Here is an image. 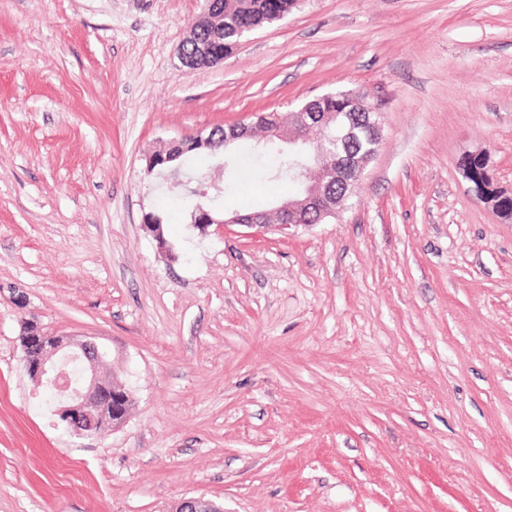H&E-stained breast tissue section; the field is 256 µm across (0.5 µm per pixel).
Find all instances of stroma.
<instances>
[{
    "instance_id": "1",
    "label": "stroma",
    "mask_w": 512,
    "mask_h": 512,
    "mask_svg": "<svg viewBox=\"0 0 512 512\" xmlns=\"http://www.w3.org/2000/svg\"><path fill=\"white\" fill-rule=\"evenodd\" d=\"M200 0H0V512H512V0H296L211 68ZM360 92L382 142L321 224L187 222L146 159ZM194 154L225 211L294 193ZM163 213L170 254L143 229ZM95 342L126 422L74 438L23 322Z\"/></svg>"
}]
</instances>
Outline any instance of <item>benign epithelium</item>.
<instances>
[{"instance_id":"7a95c632","label":"benign epithelium","mask_w":512,"mask_h":512,"mask_svg":"<svg viewBox=\"0 0 512 512\" xmlns=\"http://www.w3.org/2000/svg\"><path fill=\"white\" fill-rule=\"evenodd\" d=\"M182 63L194 69L198 63H216L214 49L208 44L197 46L194 59L181 57ZM373 109L360 96L352 101L350 112H300L299 125H275L255 145L264 147L280 141L290 145L307 143L301 128L316 127L319 137L333 146V149L320 152L319 146L312 145V151L328 160V174L336 178L343 190L336 194L335 211L345 208L352 189L361 177L367 163L377 150L359 154L350 145L356 138L360 125L367 123L372 131L371 139L380 145L379 126L370 122ZM185 150L181 142L174 141L160 153L151 155L147 162V172L151 173L159 165V159H167ZM288 171L292 178L302 185L299 195L283 200L269 211L247 214L234 213L219 221L211 210L201 211L204 219L197 228L203 229L219 222L245 226L264 225L268 214H276L281 230L303 224V218L314 208L319 199L327 195L326 184L313 177L311 167L296 157H291ZM21 345L24 371L37 383L45 385L54 394L58 404L57 415L66 428L76 437H91L107 428L117 427L125 422L129 414V393L125 388L110 382L99 375L98 366L102 360L99 347L91 341H76L70 336L48 334L32 323L24 328ZM213 503L202 498H185L175 512H213Z\"/></svg>"}]
</instances>
